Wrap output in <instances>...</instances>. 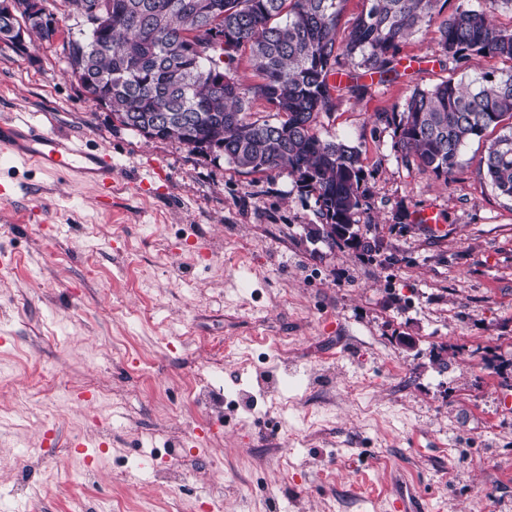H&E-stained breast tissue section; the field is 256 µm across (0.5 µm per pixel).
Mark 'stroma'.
Here are the masks:
<instances>
[{"label":"stroma","mask_w":512,"mask_h":512,"mask_svg":"<svg viewBox=\"0 0 512 512\" xmlns=\"http://www.w3.org/2000/svg\"><path fill=\"white\" fill-rule=\"evenodd\" d=\"M46 6L52 42L0 41V124L41 123L119 170L106 198L0 156V503L390 512L408 483L427 512H512V199L482 166L495 133L468 141L447 180L394 146L392 113L446 76L431 38L401 44L406 76L319 118V136L362 152L355 249L318 235L298 176L113 122L67 72L64 0ZM423 207L441 233L414 223ZM142 307L150 318L134 317ZM286 368L305 384L261 401L259 375ZM218 370L244 400L214 421L190 391ZM45 373L110 402L35 399ZM155 451L186 476L173 493L143 467Z\"/></svg>","instance_id":"stroma-1"}]
</instances>
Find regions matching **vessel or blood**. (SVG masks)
I'll use <instances>...</instances> for the list:
<instances>
[{"instance_id":"obj_1","label":"vessel or blood","mask_w":512,"mask_h":512,"mask_svg":"<svg viewBox=\"0 0 512 512\" xmlns=\"http://www.w3.org/2000/svg\"><path fill=\"white\" fill-rule=\"evenodd\" d=\"M0 152L23 155L48 172L73 174L106 194L112 191V177L118 169L111 154L89 149L35 124L22 132L0 126Z\"/></svg>"}]
</instances>
